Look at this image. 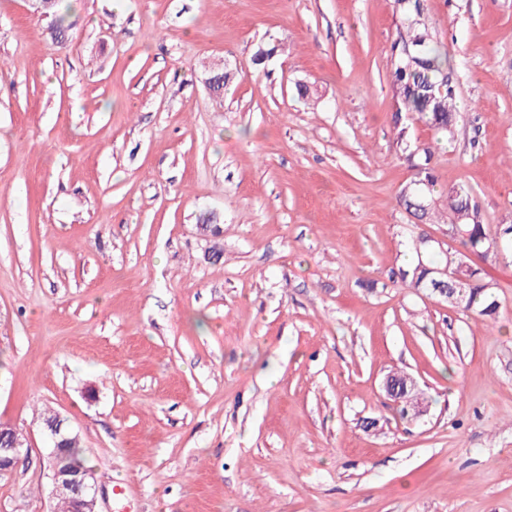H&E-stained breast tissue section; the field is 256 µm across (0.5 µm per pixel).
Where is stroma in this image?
Here are the masks:
<instances>
[{"mask_svg":"<svg viewBox=\"0 0 512 512\" xmlns=\"http://www.w3.org/2000/svg\"><path fill=\"white\" fill-rule=\"evenodd\" d=\"M425 5L450 141L394 123V0H61V40L0 0V512H52L45 407L99 512H512V249L473 259L492 318L396 276L459 248L401 205L399 136L512 216V0ZM394 375H387L383 381V388L388 397L404 406L405 412L411 414V419H417L427 412L422 406L419 399L413 394L417 389L416 381L410 375H403L401 379L394 376L402 375L394 372ZM403 406L400 409L401 415L404 417ZM14 429L4 423H0V475L9 474L18 463L23 454H27L28 448H23L19 441H23L19 432H15V440L13 438Z\"/></svg>","mask_w":512,"mask_h":512,"instance_id":"1","label":"stroma"}]
</instances>
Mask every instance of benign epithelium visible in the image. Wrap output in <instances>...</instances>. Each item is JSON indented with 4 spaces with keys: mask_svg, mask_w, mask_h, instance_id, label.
<instances>
[{
    "mask_svg": "<svg viewBox=\"0 0 512 512\" xmlns=\"http://www.w3.org/2000/svg\"><path fill=\"white\" fill-rule=\"evenodd\" d=\"M383 388L388 397L401 403L405 412L417 419L426 413L419 399L413 394L416 381L409 375L385 377ZM44 432L51 440L47 455V467L51 480V498L64 499L72 504V512H98L97 499L90 469H75L69 463V436L72 430L58 413H53L44 423ZM14 429L0 423V475L10 473L20 457L28 452L13 438Z\"/></svg>",
    "mask_w": 512,
    "mask_h": 512,
    "instance_id": "7a95c632",
    "label": "benign epithelium"
}]
</instances>
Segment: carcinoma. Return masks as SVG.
Masks as SVG:
<instances>
[{
    "instance_id": "1",
    "label": "carcinoma",
    "mask_w": 512,
    "mask_h": 512,
    "mask_svg": "<svg viewBox=\"0 0 512 512\" xmlns=\"http://www.w3.org/2000/svg\"><path fill=\"white\" fill-rule=\"evenodd\" d=\"M399 14L397 39L390 71V91L395 102V123L403 118L417 120L429 126L437 139L454 136L459 119L457 110V76L445 50L433 39L425 19L424 0H395ZM406 160L415 170V178L400 192V203L405 211L426 224H446L461 218L455 240L463 251L448 255L437 263L417 264L399 271L402 283L410 288L438 294L435 269L464 261L466 254L486 256L502 244H512V219L497 225L490 235L483 215L476 205L472 191L465 185H451L444 191L445 205H433L438 180L432 167L435 146L432 143L410 148L405 145ZM463 280H448V289L466 297L467 310L476 309L478 315L493 317L496 305L491 300L492 284L485 280V271L466 264L461 271Z\"/></svg>"
}]
</instances>
